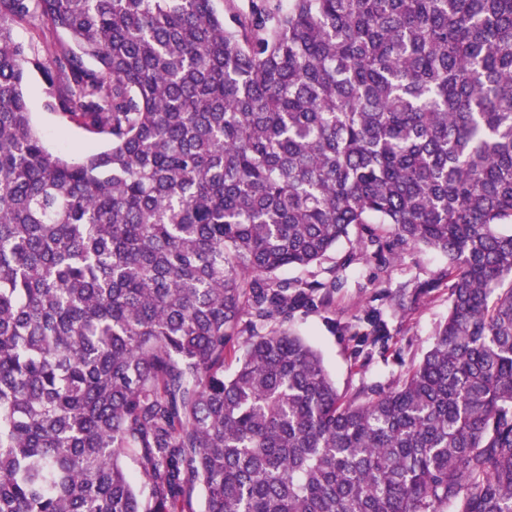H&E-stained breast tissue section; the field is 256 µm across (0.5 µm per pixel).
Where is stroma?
Instances as JSON below:
<instances>
[{"label": "stroma", "instance_id": "1", "mask_svg": "<svg viewBox=\"0 0 512 512\" xmlns=\"http://www.w3.org/2000/svg\"><path fill=\"white\" fill-rule=\"evenodd\" d=\"M23 92L51 152L79 159L105 147L103 138L46 108L39 73L27 76ZM447 269L441 253L397 244L389 225H377L372 236L351 232L321 263L279 272L280 280L311 286L318 296L324 284L332 286L327 306L298 305L287 326L321 353L340 393L394 386L448 314Z\"/></svg>", "mask_w": 512, "mask_h": 512}]
</instances>
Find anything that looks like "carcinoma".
Instances as JSON below:
<instances>
[{"label": "carcinoma", "mask_w": 512, "mask_h": 512, "mask_svg": "<svg viewBox=\"0 0 512 512\" xmlns=\"http://www.w3.org/2000/svg\"><path fill=\"white\" fill-rule=\"evenodd\" d=\"M367 224L448 317L347 397L258 325ZM0 512H512V0H0ZM15 35L19 41L26 46L32 45L38 48L43 55H47L53 50L51 43L46 42L40 32L38 21L29 19L15 25ZM43 88V80L37 72L30 73L23 85L32 123L47 149L71 159H79L92 147L101 149L106 146L103 138L86 132L60 113L47 109Z\"/></svg>", "instance_id": "carcinoma-1"}]
</instances>
